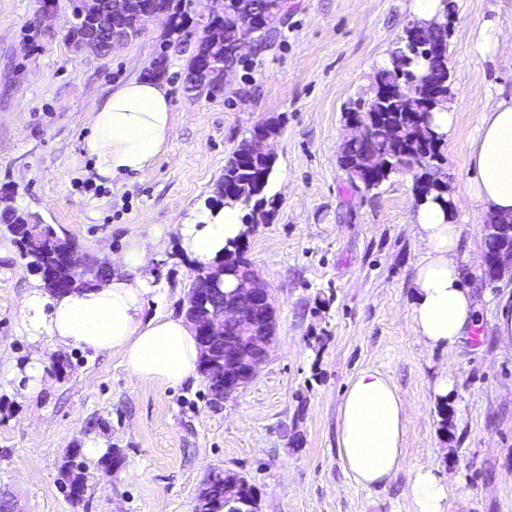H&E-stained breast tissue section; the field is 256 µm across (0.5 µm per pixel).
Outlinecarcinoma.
<instances>
[{"instance_id": "obj_1", "label": "carcinoma", "mask_w": 512, "mask_h": 512, "mask_svg": "<svg viewBox=\"0 0 512 512\" xmlns=\"http://www.w3.org/2000/svg\"><path fill=\"white\" fill-rule=\"evenodd\" d=\"M171 2L125 0L122 26L126 39L132 40L140 35L136 24L141 12L151 8L166 11L171 8ZM258 3L260 0H227L216 17L232 36L237 34L240 22L247 18L251 24L261 28L267 25V17L253 13V6ZM94 31V19L89 17L82 24L70 28L68 39L76 48L83 49L86 45L84 38L93 35ZM423 31L419 21L413 20L406 25L400 46L391 52L390 66L380 69L375 75L374 95L366 109L357 112L370 129V142L351 139L342 145L340 165L355 186L361 184L367 190L379 186L390 176L383 169L384 162L400 161L418 166V197L434 193L436 198L442 199L448 193V183L438 176L443 136L436 134L431 127L432 112L448 103V43H443L442 52L427 55L419 48ZM419 63L424 64L421 71L415 68ZM275 163L276 159L243 140L224 164V174L215 184L210 207L215 211L222 208L218 204L221 195L224 203L240 204L245 209L268 201L266 189ZM0 221L7 224L17 237L23 257L36 254L44 258L50 248L67 245L53 225L39 224L35 215L20 212L8 204L0 209ZM61 473L68 496L73 502H80L82 497L75 495V489L85 485L81 465L67 459ZM237 483L249 485L236 473L219 471L211 474L206 483L208 501L203 512H221L225 497Z\"/></svg>"}]
</instances>
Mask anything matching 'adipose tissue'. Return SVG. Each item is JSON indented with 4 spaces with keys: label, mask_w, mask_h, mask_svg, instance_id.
<instances>
[{
    "label": "adipose tissue",
    "mask_w": 512,
    "mask_h": 512,
    "mask_svg": "<svg viewBox=\"0 0 512 512\" xmlns=\"http://www.w3.org/2000/svg\"><path fill=\"white\" fill-rule=\"evenodd\" d=\"M482 112L468 145L472 171L466 194L490 216L512 220V93L496 91ZM173 123L167 85L157 78L132 77L93 110L82 141L99 177L151 171L166 148ZM410 221L419 241L411 307L412 330L425 347L447 351L461 344L477 324L481 300L465 281L460 258L462 227L448 205L426 197ZM185 251L209 266L248 233L240 205H227L203 223L176 225ZM156 244L142 240L114 262L120 276L95 288L51 297L34 291L26 319L61 345L119 352L137 379L178 386L196 374L200 348L190 323L156 313L142 319L148 293L138 276ZM338 454L344 469L363 489L387 482L404 459L407 405L391 379L372 367L347 383L339 408ZM452 485L433 467L415 470L409 495L416 512H448Z\"/></svg>",
    "instance_id": "1"
}]
</instances>
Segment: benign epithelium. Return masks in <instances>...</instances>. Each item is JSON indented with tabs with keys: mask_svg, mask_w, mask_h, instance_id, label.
<instances>
[{
	"mask_svg": "<svg viewBox=\"0 0 512 512\" xmlns=\"http://www.w3.org/2000/svg\"><path fill=\"white\" fill-rule=\"evenodd\" d=\"M103 4L102 26L108 34L100 51L110 52L125 43L119 33L124 13V0H71L72 15L82 22L92 9ZM204 54L195 69V81L218 92L224 85V75L242 59L244 47H255L256 33L250 31L236 41L224 39V28L207 23L204 27ZM224 49V66H219L214 49ZM253 145L268 155H275L271 142L277 134L254 126L250 133ZM58 262L77 279L96 277L103 280L110 276L109 268H94L82 259L77 247L72 245L58 254ZM512 272V248H504L492 259L484 260L482 275L494 282L507 272ZM259 308L274 310L268 288L260 276L250 268H243L233 283L228 282L224 262L209 267L197 278L196 288L188 298L189 321L205 359L204 375L210 382L212 400L216 403L238 393L257 376L265 361L269 341L257 335L253 314ZM223 512H258L256 491L237 497L234 503H224Z\"/></svg>",
	"mask_w": 512,
	"mask_h": 512,
	"instance_id": "7a95c632",
	"label": "benign epithelium"
}]
</instances>
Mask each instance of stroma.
I'll return each instance as SVG.
<instances>
[{
  "label": "stroma",
  "instance_id": "stroma-1",
  "mask_svg": "<svg viewBox=\"0 0 512 512\" xmlns=\"http://www.w3.org/2000/svg\"><path fill=\"white\" fill-rule=\"evenodd\" d=\"M175 3L178 40L168 41L161 12L140 37L96 55L66 39L69 0L43 23L36 0H0V189L90 262L160 232L139 271L143 315L180 316L196 262L170 225L206 211L226 159L255 124L279 122L272 213L243 242L276 310L267 359L216 406L204 376L177 387L142 381L118 353L34 335L24 309L41 276L0 223V501L10 512H196L199 491L220 470L255 487L259 512H415L408 485L427 465L453 483L448 512H512V355L500 352L492 326V305L512 278H482L486 217L464 194L481 110L492 89L512 90V47L491 60L473 42L488 20L512 38V0H453L448 19L457 122L441 171L459 196L463 264L482 298L478 327L451 352L425 348L410 324L419 251L412 174L368 191L353 187L339 163L346 113L371 97L381 62L413 18L410 0H285L272 47L246 57L213 96L186 88L209 2ZM160 58L175 114L167 151L145 174L96 176L82 149L92 111ZM59 356L68 360L60 374ZM35 361L42 388L31 394ZM368 366L387 373L409 405L402 466L372 491L355 485L337 446L344 389ZM444 372L453 393L442 404L433 386ZM71 448L84 451L88 490L78 504L61 480ZM116 448L121 462L104 478Z\"/></svg>",
  "mask_w": 512,
  "mask_h": 512
}]
</instances>
